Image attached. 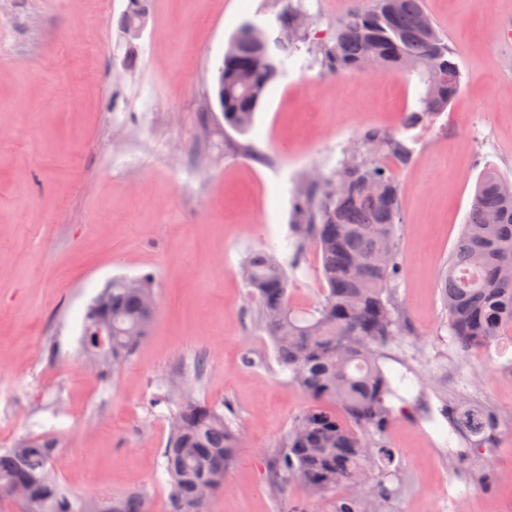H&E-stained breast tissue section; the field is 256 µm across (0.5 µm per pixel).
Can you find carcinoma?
Wrapping results in <instances>:
<instances>
[{"mask_svg":"<svg viewBox=\"0 0 512 512\" xmlns=\"http://www.w3.org/2000/svg\"><path fill=\"white\" fill-rule=\"evenodd\" d=\"M307 19L302 0H286L277 28L257 38L237 31L224 52V123L240 135L252 127L270 85L303 40L296 16ZM333 73L366 68L416 75L417 108L403 128L445 111L461 86L457 54L434 25L423 0H369L336 21V35L319 49ZM414 158L400 132L367 131L361 148L327 175L307 181L296 197L293 224L298 246L319 248L325 288L310 312L292 308L288 273L269 252L249 254L245 282L258 301L259 323L288 380L308 393L311 405L273 453L270 476L285 490L298 483L314 495L345 488L333 512H368V502L387 497L394 451L371 436L388 428L392 401L403 400L386 375L384 350L410 334L394 283L402 223L401 190L394 174ZM512 180L493 168L477 180L468 222L444 269L439 288L448 332L463 349L508 341L512 345V194L498 184ZM154 297L145 279H112L87 309L81 347L96 375L118 371L153 325ZM171 431L162 453L168 476L169 512H208L224 492L225 474L242 434L224 413L198 399L188 381L181 393L158 396ZM458 439L459 454L472 457L491 446L495 416L473 403L442 409ZM54 448L28 438L0 451V498L18 499L24 512H146L137 496L83 500L65 490L51 467Z\"/></svg>","mask_w":512,"mask_h":512,"instance_id":"cac0c4a2","label":"carcinoma"}]
</instances>
